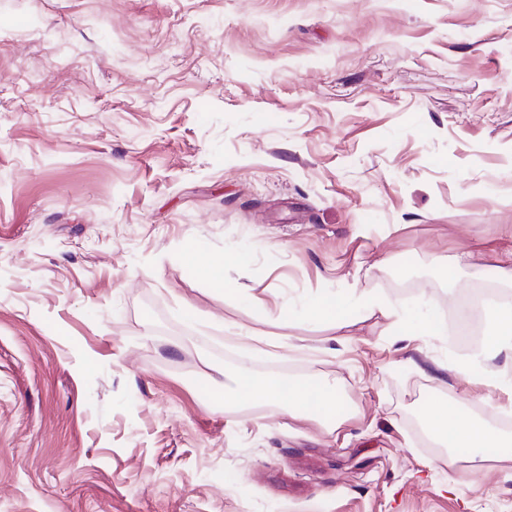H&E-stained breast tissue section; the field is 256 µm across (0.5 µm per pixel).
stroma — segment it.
I'll return each mask as SVG.
<instances>
[{"instance_id": "stroma-1", "label": "stroma", "mask_w": 512, "mask_h": 512, "mask_svg": "<svg viewBox=\"0 0 512 512\" xmlns=\"http://www.w3.org/2000/svg\"><path fill=\"white\" fill-rule=\"evenodd\" d=\"M509 227L512 0H0V512H512V447L418 426L512 435V352L301 316L456 330ZM189 240L249 259L219 290ZM243 369L349 408L216 402ZM349 311L362 313L366 317L377 316L394 318V325L404 328L406 333L439 334L442 326L427 317H420L414 325L410 319L403 318L395 306L384 296L358 292L355 285L347 286V296L322 297L309 305L306 311L308 319H322L336 326V321L345 319ZM448 413L453 417L451 418ZM426 428L438 441L446 440L449 434V461L459 450L479 451L483 448H510L512 436L493 429L485 420L466 417L460 411L434 407L425 416Z\"/></svg>"}]
</instances>
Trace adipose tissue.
I'll list each match as a JSON object with an SVG mask.
<instances>
[{
    "mask_svg": "<svg viewBox=\"0 0 512 512\" xmlns=\"http://www.w3.org/2000/svg\"><path fill=\"white\" fill-rule=\"evenodd\" d=\"M361 313L368 317L381 315L393 318L397 327L409 334H438L442 328L426 317L410 320L399 315L395 306L384 296L357 291L348 286L346 296L323 297L309 305L308 319H321L329 323L345 319L348 313ZM224 398L236 403H269L288 406L297 412L313 413L319 422L335 428L346 402L336 389L327 383L297 379L284 381L279 377L256 378L247 371L238 372L232 384L223 393ZM426 427L433 437L448 441L451 451H478L484 448H508L512 436L493 429L485 420L465 416L462 412H448L435 407L425 416Z\"/></svg>",
    "mask_w": 512,
    "mask_h": 512,
    "instance_id": "ef3b65f1",
    "label": "adipose tissue"
}]
</instances>
